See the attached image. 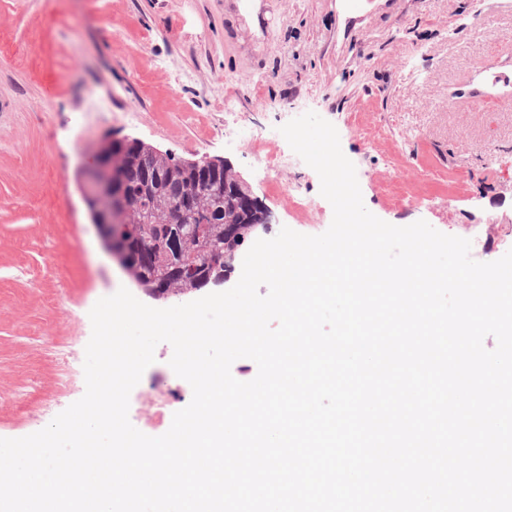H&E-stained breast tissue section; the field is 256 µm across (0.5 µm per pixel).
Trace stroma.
I'll list each match as a JSON object with an SVG mask.
<instances>
[{
    "mask_svg": "<svg viewBox=\"0 0 512 512\" xmlns=\"http://www.w3.org/2000/svg\"><path fill=\"white\" fill-rule=\"evenodd\" d=\"M494 74L512 78L503 0H0V438L84 395L90 310L141 293L78 188L102 139L226 162L270 211L268 237L318 235L329 220L288 194H319L317 173L255 168L288 148L262 129L301 101L337 129L372 214L474 238L492 262L512 249V85ZM240 125L260 132L245 148L224 139Z\"/></svg>",
    "mask_w": 512,
    "mask_h": 512,
    "instance_id": "stroma-1",
    "label": "stroma"
}]
</instances>
